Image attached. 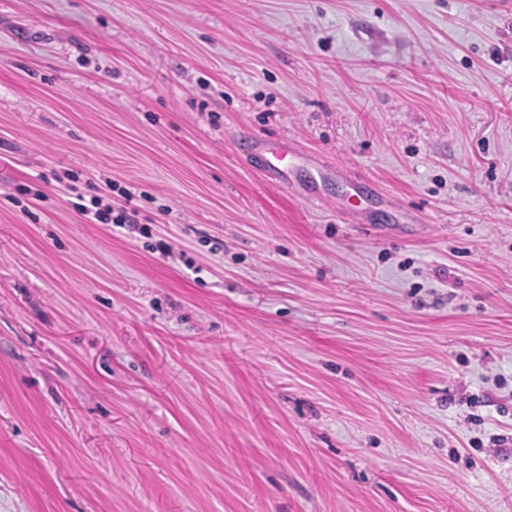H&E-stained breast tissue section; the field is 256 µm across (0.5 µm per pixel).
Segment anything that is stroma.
I'll use <instances>...</instances> for the list:
<instances>
[{"instance_id": "35a3bbf8", "label": "stroma", "mask_w": 512, "mask_h": 512, "mask_svg": "<svg viewBox=\"0 0 512 512\" xmlns=\"http://www.w3.org/2000/svg\"><path fill=\"white\" fill-rule=\"evenodd\" d=\"M0 512H512V0H0ZM294 154L290 143L275 139H251L246 149V159L266 181L287 187L289 159ZM117 191V196L120 202L116 205L102 204L101 195H95L91 199V207L81 203H74L76 211L85 216L92 224H134L137 223L138 210L132 205L134 200V193L126 188H120L112 179L104 180V186L101 187L100 193L110 195L112 192ZM117 211L114 216V212Z\"/></svg>"}]
</instances>
